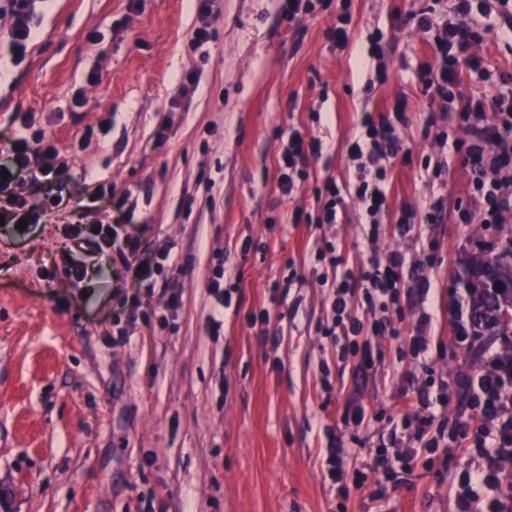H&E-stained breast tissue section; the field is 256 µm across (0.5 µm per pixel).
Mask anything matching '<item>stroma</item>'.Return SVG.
Wrapping results in <instances>:
<instances>
[{
  "label": "stroma",
  "instance_id": "1",
  "mask_svg": "<svg viewBox=\"0 0 512 512\" xmlns=\"http://www.w3.org/2000/svg\"><path fill=\"white\" fill-rule=\"evenodd\" d=\"M425 4L301 0L291 21L280 0H217L214 36L197 51L191 0H51L16 65L0 17V139L28 117L59 151L63 197L47 223L0 225V512H457L459 448L420 461L385 501L370 475L347 496L330 490L328 433L392 446L387 419L426 374L378 337L384 359L363 371L318 332L332 269L312 254L328 241L351 269L366 261L358 207L320 230L290 222L326 181L349 179L345 145L362 113L400 101L414 155L391 171L392 199L423 204L421 162L435 149L413 16ZM342 16L351 40L339 51L327 32ZM375 38L390 62L382 84L357 65ZM192 72L187 92L180 78ZM291 125L323 148L288 199L276 175L278 133ZM80 218L132 233L140 256L168 254L169 273L145 288L113 253L94 258L91 280H70L64 254H84L63 227ZM424 237L438 242L441 299L425 336L436 373L452 378L479 365L478 342L458 327L457 279L512 228L447 216ZM219 266L238 288L216 329L208 285ZM291 271L298 283L274 300ZM152 311L168 327L142 321ZM265 312L263 334L249 319ZM349 403L376 414L369 429L337 422Z\"/></svg>",
  "mask_w": 512,
  "mask_h": 512
}]
</instances>
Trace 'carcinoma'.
<instances>
[{
	"label": "carcinoma",
	"mask_w": 512,
	"mask_h": 512,
	"mask_svg": "<svg viewBox=\"0 0 512 512\" xmlns=\"http://www.w3.org/2000/svg\"><path fill=\"white\" fill-rule=\"evenodd\" d=\"M469 295L468 318L474 335L491 340L512 335V319L501 310L512 309V263L486 256L473 262L459 277Z\"/></svg>",
	"instance_id": "1"
}]
</instances>
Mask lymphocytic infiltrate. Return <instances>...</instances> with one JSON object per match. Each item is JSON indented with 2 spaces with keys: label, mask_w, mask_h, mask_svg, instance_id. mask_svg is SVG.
<instances>
[{
  "label": "lymphocytic infiltrate",
  "mask_w": 512,
  "mask_h": 512,
  "mask_svg": "<svg viewBox=\"0 0 512 512\" xmlns=\"http://www.w3.org/2000/svg\"><path fill=\"white\" fill-rule=\"evenodd\" d=\"M47 0H0V15L11 20V52L14 60H23L33 37L39 8ZM417 31L423 34L432 50V59L419 68L418 81L431 109L446 127L436 133L440 147H452L464 164L470 167L472 179L467 197L458 205L463 224H512V73L492 72L477 52L484 36L496 31L512 40V0H450L446 10L427 4L415 16ZM492 78L493 93L479 97L462 90L464 72ZM409 117L405 104L391 109H374L363 113L362 132L348 145L353 164V178L345 186L327 182L316 194L315 213L293 211V224L315 228L339 223L348 202L359 207L364 224L362 236L368 245H376L386 237H410L421 240L422 227L441 221L443 194H431L420 208L393 206L390 201L389 173L395 163H410L413 149L401 139L399 130ZM463 127L466 135L451 138V127ZM29 121H21L0 150L9 157L5 168L7 179H0V218L5 223L37 224L41 213L28 210L26 199L18 188L25 182L50 179L58 172L59 152L47 146L31 152L33 137ZM287 145L278 165L277 182L281 195L292 196L299 180L307 176L311 159L319 157L320 141L306 138L296 127L283 131ZM397 211L394 223H383L382 217ZM71 240L83 242L91 255L104 249L118 254L137 251L134 236L113 234L111 225L91 226L77 223L67 227ZM416 262H409L405 251L394 249L385 257L370 254L359 270H351L336 246L317 251V260H328L334 270L329 285L331 320L321 326V335L332 338L341 349H361L363 367H373L375 356L370 337L382 336L392 341L402 339L398 327L404 315L402 295L413 289L420 296L417 333L406 339L413 360L430 369L428 343L424 336L435 310L429 301L431 290V256L419 250ZM512 377V364L503 354L486 350L480 369L459 371L455 382L463 403L470 406L469 420L449 429L445 416L448 404L447 380L426 382L418 397L406 398L389 419L399 444L393 448H365L361 455L365 466L382 477L383 486L375 500L388 497L387 485L398 474L411 472L424 454L455 444L475 458L473 466L464 469L455 490L457 512H512L504 502V466L512 462V391L506 387Z\"/></svg>",
  "instance_id": "lymphocytic-infiltrate-1"
}]
</instances>
